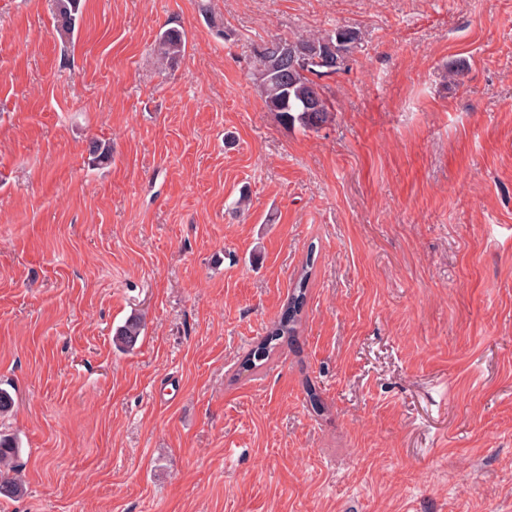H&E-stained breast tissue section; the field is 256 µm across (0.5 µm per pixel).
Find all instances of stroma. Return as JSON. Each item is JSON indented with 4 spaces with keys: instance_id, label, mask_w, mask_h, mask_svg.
Wrapping results in <instances>:
<instances>
[{
    "instance_id": "35a3bbf8",
    "label": "stroma",
    "mask_w": 512,
    "mask_h": 512,
    "mask_svg": "<svg viewBox=\"0 0 512 512\" xmlns=\"http://www.w3.org/2000/svg\"><path fill=\"white\" fill-rule=\"evenodd\" d=\"M208 2L82 0L65 46L0 0V512H512V0ZM338 27L331 121L282 125L254 48ZM156 43L160 64L165 67L177 64L185 49L184 31L175 27L168 28L159 33ZM274 40L283 41L288 43V46L294 48H325L327 50L329 46L336 47V70L333 71L336 74L346 69L349 56L352 53L354 44L358 40V35L353 29L339 27L317 37L298 38L295 40L276 38L270 41ZM310 276L311 271L307 264L302 267L294 281L291 293H289L280 315L267 327L265 336H261L244 357L239 372H257L272 358L276 349L296 343L306 304ZM142 321L140 318H131L120 326L113 336V343L121 350L132 349L139 340L142 332ZM21 448L18 441L0 433V496L15 498L22 495L24 483L21 477Z\"/></svg>"
}]
</instances>
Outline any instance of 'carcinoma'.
Wrapping results in <instances>:
<instances>
[{"label":"carcinoma","instance_id":"obj_1","mask_svg":"<svg viewBox=\"0 0 512 512\" xmlns=\"http://www.w3.org/2000/svg\"><path fill=\"white\" fill-rule=\"evenodd\" d=\"M81 18V0H54L55 30L62 41L73 39ZM357 40L356 31L339 27L321 36L290 40L288 46L303 49H327L334 46L336 71L340 72L346 69ZM156 43L160 64L165 67L172 66L183 56L184 31L175 27L168 28L159 33ZM253 70L266 107L276 114L282 124L288 127L297 125L317 129L330 119V107L318 83L326 74V66L311 64L294 70L288 76V83L284 84L277 76L274 62L259 46L254 50ZM88 153L91 163L107 164L112 160V145L106 141L93 139L89 141ZM310 276L309 267H303L293 283L280 315L267 327L265 335L260 337L244 357L239 371L255 373L272 358L277 349L296 343ZM141 332V319L131 318L116 330L113 343L121 350H129L136 345ZM304 391L312 411L317 414L323 412L325 405L316 386L308 381L305 383ZM20 456L21 448L18 441L10 435L0 433L1 497L15 498L24 491Z\"/></svg>","mask_w":512,"mask_h":512}]
</instances>
